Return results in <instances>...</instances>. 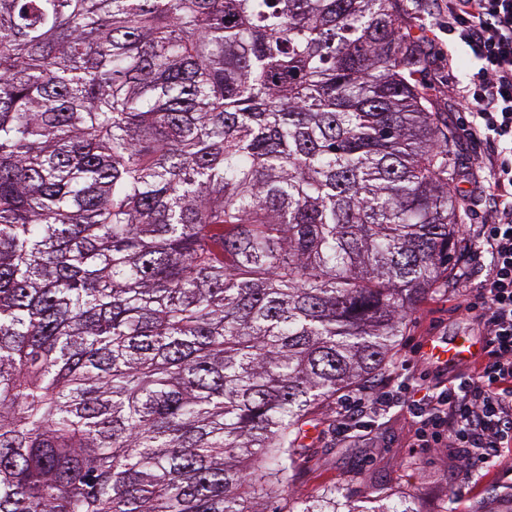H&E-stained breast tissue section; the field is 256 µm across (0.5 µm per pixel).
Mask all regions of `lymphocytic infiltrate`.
Segmentation results:
<instances>
[{
    "label": "lymphocytic infiltrate",
    "instance_id": "f902f5d3",
    "mask_svg": "<svg viewBox=\"0 0 512 512\" xmlns=\"http://www.w3.org/2000/svg\"><path fill=\"white\" fill-rule=\"evenodd\" d=\"M448 33L477 62L462 98L464 134L489 148L481 191L493 215L462 231L482 278L459 294L485 345L477 363L446 383L416 384L406 402L415 447L450 449L458 472L473 478L493 461L512 471V0H448Z\"/></svg>",
    "mask_w": 512,
    "mask_h": 512
}]
</instances>
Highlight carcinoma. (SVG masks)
<instances>
[{"label":"carcinoma","instance_id":"carcinoma-1","mask_svg":"<svg viewBox=\"0 0 512 512\" xmlns=\"http://www.w3.org/2000/svg\"><path fill=\"white\" fill-rule=\"evenodd\" d=\"M404 14L0 0V512H419L289 492L462 249Z\"/></svg>","mask_w":512,"mask_h":512}]
</instances>
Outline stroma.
Returning a JSON list of instances; mask_svg holds the SVG:
<instances>
[{"label": "stroma", "instance_id": "35a3bbf8", "mask_svg": "<svg viewBox=\"0 0 512 512\" xmlns=\"http://www.w3.org/2000/svg\"><path fill=\"white\" fill-rule=\"evenodd\" d=\"M405 23L420 36L429 63L418 74L427 99L441 124L447 125L458 175L452 187L460 199L459 210L466 223L487 222L490 203L476 194L475 186L485 171L478 162L484 145L462 136L466 116L459 97L474 72L472 54L448 33V9L444 0H406ZM453 289L438 288L425 296L407 320L397 346L400 358L428 337L442 339L476 337L480 329L472 317L457 311ZM336 411H324L311 427L301 451L302 466L292 481L297 498L318 495L331 485L347 488L355 501H365L373 489L414 492L423 512H512V474L490 471L477 485L453 472V462L444 448L414 447L404 408L392 407L379 417L365 416L363 424L345 435L336 433Z\"/></svg>", "mask_w": 512, "mask_h": 512}]
</instances>
